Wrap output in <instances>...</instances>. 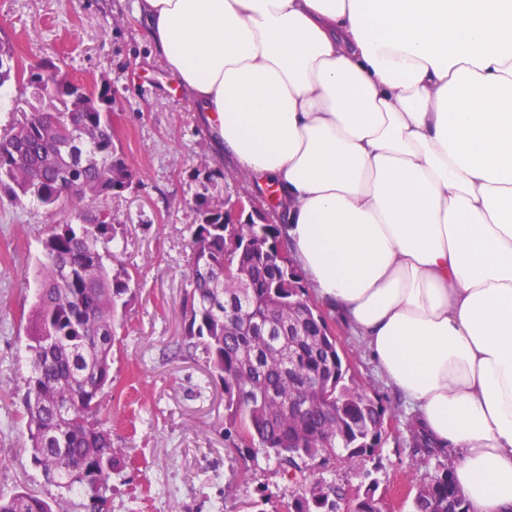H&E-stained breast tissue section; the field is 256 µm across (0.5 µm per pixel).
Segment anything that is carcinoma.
<instances>
[{
    "label": "carcinoma",
    "instance_id": "1",
    "mask_svg": "<svg viewBox=\"0 0 512 512\" xmlns=\"http://www.w3.org/2000/svg\"><path fill=\"white\" fill-rule=\"evenodd\" d=\"M15 48L0 42V87L14 81L25 108L0 131V191L11 201L71 204L78 224H50L38 260L40 288L28 318L30 374L24 378L31 457L61 490L49 503L18 491L0 512H70L71 497L96 510L124 465L112 444L103 397L112 388L115 321L132 275L116 270V227L102 201L135 172L113 143L108 86L74 102L61 69L18 72ZM180 349L202 354L224 386L227 440L242 459L263 457L293 475L283 512H336L345 489L306 476L318 458L354 467L374 457L388 408L347 377L336 337L309 299L297 267L282 262L283 225L224 224V209L198 204ZM412 512H468L451 467L420 484Z\"/></svg>",
    "mask_w": 512,
    "mask_h": 512
}]
</instances>
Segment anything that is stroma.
Here are the masks:
<instances>
[{"label": "stroma", "mask_w": 512, "mask_h": 512, "mask_svg": "<svg viewBox=\"0 0 512 512\" xmlns=\"http://www.w3.org/2000/svg\"><path fill=\"white\" fill-rule=\"evenodd\" d=\"M0 38L26 65L54 62L87 87L112 88L114 143L135 178L104 201L117 228L115 246L138 268V286L123 313L112 352V441L131 462L112 478L108 512H278L291 482L274 464L236 458L224 437V388L198 354L169 356L185 337L182 299L188 287L196 204L252 201L266 222L281 223L270 188L238 177L208 145L199 113L159 62L142 32L134 0H0ZM15 204L0 192V495L28 490L51 501L29 452L22 379L27 317L48 225L73 221ZM327 322L351 374L391 410V426L374 458L348 468L309 465L311 474L348 493L376 485L385 512H409L416 485L432 467H415L402 398L378 374L361 341L335 315Z\"/></svg>", "instance_id": "obj_1"}]
</instances>
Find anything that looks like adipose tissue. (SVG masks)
<instances>
[{"label": "adipose tissue", "mask_w": 512, "mask_h": 512, "mask_svg": "<svg viewBox=\"0 0 512 512\" xmlns=\"http://www.w3.org/2000/svg\"><path fill=\"white\" fill-rule=\"evenodd\" d=\"M470 512H512V0H135Z\"/></svg>", "instance_id": "ef3b65f1"}]
</instances>
